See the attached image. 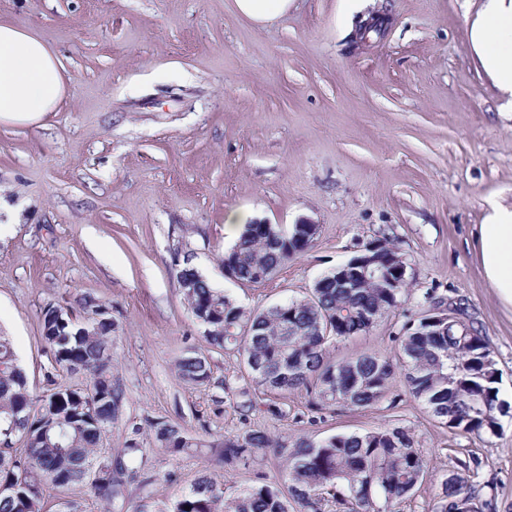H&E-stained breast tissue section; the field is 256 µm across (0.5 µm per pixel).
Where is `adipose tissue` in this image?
I'll use <instances>...</instances> for the list:
<instances>
[{"instance_id": "1", "label": "adipose tissue", "mask_w": 512, "mask_h": 512, "mask_svg": "<svg viewBox=\"0 0 512 512\" xmlns=\"http://www.w3.org/2000/svg\"><path fill=\"white\" fill-rule=\"evenodd\" d=\"M472 43L512 102V0H485ZM64 97L57 55L36 34L0 20V122L34 123ZM487 279L512 306V206L490 203L475 235Z\"/></svg>"}]
</instances>
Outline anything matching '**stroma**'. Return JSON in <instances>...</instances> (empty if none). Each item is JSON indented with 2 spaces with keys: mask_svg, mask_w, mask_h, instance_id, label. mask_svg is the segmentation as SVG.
<instances>
[{
  "mask_svg": "<svg viewBox=\"0 0 512 512\" xmlns=\"http://www.w3.org/2000/svg\"><path fill=\"white\" fill-rule=\"evenodd\" d=\"M483 0H292L262 26L234 0H0V20L57 53L66 92L36 123H0V333L30 389L84 375L53 371L42 312L83 318L90 295L112 314V376L124 389L102 447L140 449L122 512L168 502L211 475L227 491L280 482L284 460L229 468L209 451L172 455L152 423L210 442L260 429L287 443L405 426L427 473L392 512H431L442 474L469 465L479 500L512 512V417L496 432L438 424L395 375L360 410L311 406L306 391L258 388L233 349L209 348L177 274L191 264L248 308L308 296L317 279L374 240L407 262L409 290L332 358H399L405 324L442 300L486 336L512 406V307L497 297L473 244L490 202L512 203V104L484 70L470 28ZM388 8L384 38L352 51L358 16ZM288 226L309 218L312 247L270 281L243 285L221 260L228 212ZM209 358L186 383L176 364ZM177 368L184 381L191 384L202 385L211 378V366L202 354L185 356L178 360Z\"/></svg>",
  "mask_w": 512,
  "mask_h": 512,
  "instance_id": "stroma-1",
  "label": "stroma"
}]
</instances>
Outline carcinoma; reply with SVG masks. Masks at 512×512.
I'll list each match as a JSON object with an SVG mask.
<instances>
[{"label":"carcinoma","instance_id":"obj_1","mask_svg":"<svg viewBox=\"0 0 512 512\" xmlns=\"http://www.w3.org/2000/svg\"><path fill=\"white\" fill-rule=\"evenodd\" d=\"M315 237L294 226L246 224L223 264L236 281L259 285L272 279L289 260L303 254ZM363 249L381 262L403 258L387 240L371 241ZM180 288L194 319L204 327L207 344L235 349L256 385L264 391L305 390L319 408L364 409L389 393L396 369L404 370L410 394L441 424L471 433L499 428V377L485 361L492 350L474 330L462 342L448 335V307L435 302L406 328L403 356L394 361L378 353L335 361L332 340L368 331L395 308L408 290V281L394 285L360 278L354 288H340L329 277L318 280L309 296L248 310L211 286L194 267L183 266ZM79 304L86 323H61L57 307L43 311V339L52 352L53 368L83 373L80 386L52 385L35 399L27 376L17 364L12 341L0 336V512H51L45 487L63 493L73 483L88 482L94 496L111 507L125 497L127 456L141 452L131 444L118 454L100 448L103 433L116 421L123 400L112 380L113 323L107 307L93 298ZM177 368L184 381L202 385L211 366L202 354L185 356ZM158 443L173 454L207 447L224 465L235 467L276 448L288 449L287 491L274 483L248 485L225 495L224 483L204 476L169 504L145 502L139 512H324L330 503L339 512H390L423 480L426 461L409 430L384 426L364 433L337 434L320 441L293 445L263 431H249L204 444L183 427L151 424ZM460 498H477L464 477L440 480L434 512H448Z\"/></svg>","mask_w":512,"mask_h":512}]
</instances>
